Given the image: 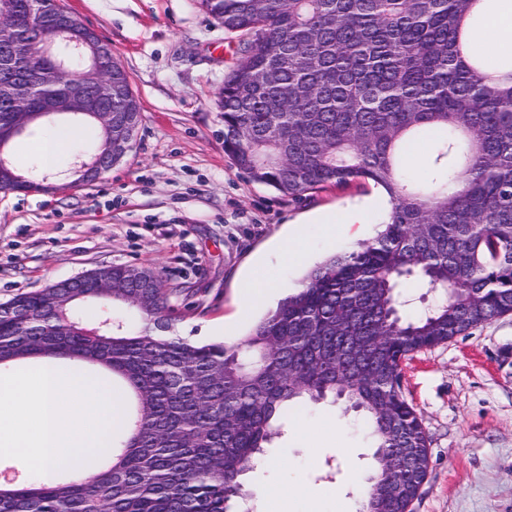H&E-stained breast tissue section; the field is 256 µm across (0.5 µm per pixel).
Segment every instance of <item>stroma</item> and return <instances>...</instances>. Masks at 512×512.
Masks as SVG:
<instances>
[{
	"mask_svg": "<svg viewBox=\"0 0 512 512\" xmlns=\"http://www.w3.org/2000/svg\"><path fill=\"white\" fill-rule=\"evenodd\" d=\"M112 46L141 105L133 149L89 185L50 193L0 189V303L91 269L159 271L184 336L232 345L294 291L306 271L375 237L388 205L371 185L291 199L252 182L224 153L215 103L238 60L239 37L196 0H61ZM361 210L365 221L327 236L319 219ZM310 246L283 262L289 239ZM266 281L251 300L244 281ZM402 391L429 442L411 512H512V315L414 353ZM358 413L333 399L283 420L249 487L289 512H358L373 471Z\"/></svg>",
	"mask_w": 512,
	"mask_h": 512,
	"instance_id": "obj_1",
	"label": "stroma"
}]
</instances>
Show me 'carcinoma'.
<instances>
[{
	"instance_id": "obj_1",
	"label": "carcinoma",
	"mask_w": 512,
	"mask_h": 512,
	"mask_svg": "<svg viewBox=\"0 0 512 512\" xmlns=\"http://www.w3.org/2000/svg\"><path fill=\"white\" fill-rule=\"evenodd\" d=\"M242 37L225 76L224 153L284 196L353 182L388 198L383 231L311 270L236 345L176 334L159 274L113 265L112 292L50 284L0 309V366L43 357L112 372L129 401L123 433L83 478L0 479V512H229L279 434L290 403L332 394L364 417L376 449L360 512H410L428 472V437L402 394L412 353L512 313V49L480 48L493 0H199ZM22 31L27 0H0ZM31 72L72 65L33 93L88 94L91 51L20 48ZM112 80L127 86L115 59ZM428 143L423 175L403 162ZM443 294L413 308L409 287ZM81 300L126 306L92 326ZM397 472L390 457L404 450Z\"/></svg>"
}]
</instances>
